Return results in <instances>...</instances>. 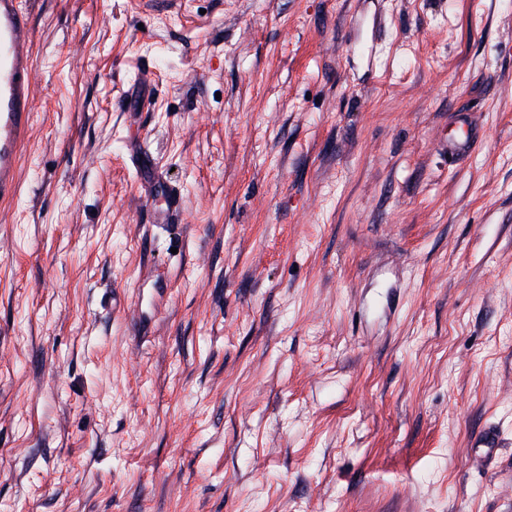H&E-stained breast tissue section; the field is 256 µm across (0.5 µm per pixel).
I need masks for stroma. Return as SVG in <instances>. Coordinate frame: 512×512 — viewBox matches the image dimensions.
Returning a JSON list of instances; mask_svg holds the SVG:
<instances>
[{
    "instance_id": "35a3bbf8",
    "label": "stroma",
    "mask_w": 512,
    "mask_h": 512,
    "mask_svg": "<svg viewBox=\"0 0 512 512\" xmlns=\"http://www.w3.org/2000/svg\"><path fill=\"white\" fill-rule=\"evenodd\" d=\"M31 26L0 512H512V0H33ZM461 108L483 140L451 162ZM141 148L182 224H148Z\"/></svg>"
}]
</instances>
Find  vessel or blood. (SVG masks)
I'll return each mask as SVG.
<instances>
[{
	"label": "vessel or blood",
	"mask_w": 512,
	"mask_h": 512,
	"mask_svg": "<svg viewBox=\"0 0 512 512\" xmlns=\"http://www.w3.org/2000/svg\"><path fill=\"white\" fill-rule=\"evenodd\" d=\"M30 16L22 0H0V201H12L18 193L19 158L31 117L34 70L30 53ZM462 135L440 142V151L455 160L464 157L478 142L480 130L468 112L457 115ZM146 200L163 198L164 207H152L149 221L174 224L182 218L180 190L161 179L143 185Z\"/></svg>",
	"instance_id": "b4317fda"
}]
</instances>
